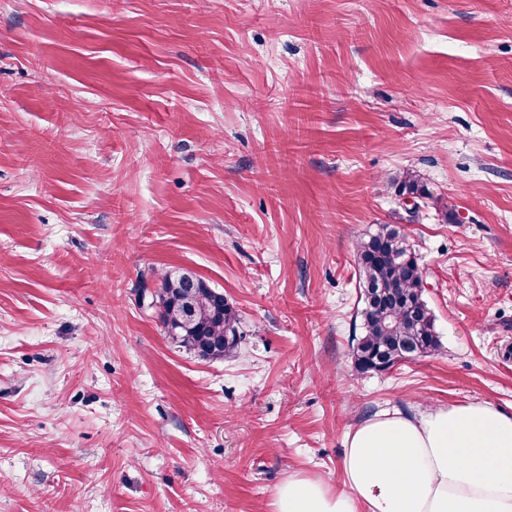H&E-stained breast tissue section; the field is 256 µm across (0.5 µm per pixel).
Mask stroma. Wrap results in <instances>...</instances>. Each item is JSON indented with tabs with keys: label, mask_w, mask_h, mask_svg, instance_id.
<instances>
[{
	"label": "stroma",
	"mask_w": 512,
	"mask_h": 512,
	"mask_svg": "<svg viewBox=\"0 0 512 512\" xmlns=\"http://www.w3.org/2000/svg\"><path fill=\"white\" fill-rule=\"evenodd\" d=\"M382 224L441 347L360 373ZM169 269L232 355L166 336ZM472 401L512 412V0H0V512H273L374 414ZM393 183L401 194L411 195V197L418 199H425L430 196L422 181L412 172L403 173V175L396 178ZM204 284L187 274L165 275L161 287L151 295V304L158 309L167 335L206 360L224 357L241 336L232 305L224 299L216 301L210 290L221 292Z\"/></svg>",
	"instance_id": "35a3bbf8"
}]
</instances>
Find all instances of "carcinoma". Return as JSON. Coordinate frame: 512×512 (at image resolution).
<instances>
[{
	"label": "carcinoma",
	"instance_id": "carcinoma-1",
	"mask_svg": "<svg viewBox=\"0 0 512 512\" xmlns=\"http://www.w3.org/2000/svg\"><path fill=\"white\" fill-rule=\"evenodd\" d=\"M399 193L430 197L417 175L405 172L394 180ZM356 265L361 306L360 335L352 339V360L360 371H386L439 348L434 318L423 299L424 273L407 237L389 224L358 242ZM165 332L206 360L224 356L241 336L236 312L216 301L204 281L187 274L164 276L152 294Z\"/></svg>",
	"mask_w": 512,
	"mask_h": 512
}]
</instances>
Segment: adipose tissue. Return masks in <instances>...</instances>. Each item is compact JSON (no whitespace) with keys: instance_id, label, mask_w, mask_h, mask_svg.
<instances>
[{"instance_id":"obj_1","label":"adipose tissue","mask_w":512,"mask_h":512,"mask_svg":"<svg viewBox=\"0 0 512 512\" xmlns=\"http://www.w3.org/2000/svg\"><path fill=\"white\" fill-rule=\"evenodd\" d=\"M275 512H512V413L485 402L383 412L346 437L336 485L302 473Z\"/></svg>"}]
</instances>
